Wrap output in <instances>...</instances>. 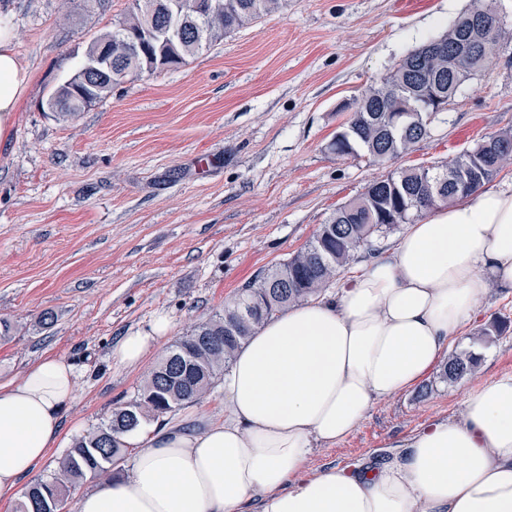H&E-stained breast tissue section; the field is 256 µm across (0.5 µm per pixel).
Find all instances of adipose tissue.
Here are the masks:
<instances>
[{"label": "adipose tissue", "mask_w": 512, "mask_h": 512, "mask_svg": "<svg viewBox=\"0 0 512 512\" xmlns=\"http://www.w3.org/2000/svg\"><path fill=\"white\" fill-rule=\"evenodd\" d=\"M31 79L0 23V132ZM512 288V191H483L408 225L333 297L266 322L223 377L224 417L165 420L123 437L130 466L84 491L77 512H512V375L467 394L460 418L411 436L365 470L306 474L373 403L410 389L476 320L490 284ZM172 329L167 315L112 346L138 368ZM77 375L46 356L0 382V501L15 502L59 441Z\"/></svg>", "instance_id": "obj_1"}]
</instances>
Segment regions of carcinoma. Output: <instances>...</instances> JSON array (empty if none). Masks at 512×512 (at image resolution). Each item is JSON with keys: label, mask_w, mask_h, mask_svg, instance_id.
I'll return each mask as SVG.
<instances>
[{"label": "carcinoma", "mask_w": 512, "mask_h": 512, "mask_svg": "<svg viewBox=\"0 0 512 512\" xmlns=\"http://www.w3.org/2000/svg\"><path fill=\"white\" fill-rule=\"evenodd\" d=\"M183 20L180 39L170 44L159 37L134 51L132 40L142 27L144 5L132 0L128 14L94 41L86 54L91 61L104 48L112 55L116 74L77 69L49 97L56 115L70 119L101 101L112 85L130 74L153 73L181 64L224 34L240 29L277 9L281 0H221V12L204 16L209 0H174ZM498 19L494 7L477 0L430 43H440L442 56H430L425 46L409 53L380 83L369 87L345 108L348 121L327 149L340 157L367 155L385 163L408 152L431 134L424 112L399 126L390 125L403 97L431 88L447 105L482 70L499 48L502 32L481 39L476 53L452 61L458 42L471 26ZM512 164V132L489 137L477 147L439 169H404L370 183L321 225L314 237L281 263L260 270L225 306L193 325L169 347L132 401L115 407L111 418L77 439L48 479L30 485L18 512H57L66 494L87 476H112V466L124 458L123 434L149 418L158 419L183 405L200 401L215 379L229 368L236 351L271 316L291 305L320 295L331 287L361 248L370 247L401 224H414L431 209L467 198ZM478 362L471 351L448 358L441 378L454 383Z\"/></svg>", "instance_id": "obj_1"}]
</instances>
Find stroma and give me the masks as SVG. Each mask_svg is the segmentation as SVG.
<instances>
[{
  "label": "stroma",
  "instance_id": "1",
  "mask_svg": "<svg viewBox=\"0 0 512 512\" xmlns=\"http://www.w3.org/2000/svg\"><path fill=\"white\" fill-rule=\"evenodd\" d=\"M132 0H0L32 73L0 134V381L41 357L70 362L77 400L36 471L53 474L74 441L135 399L172 339L258 271L290 257L336 208L374 180L445 166L512 128V0L499 54L432 124L430 137L378 164L327 144L348 119L341 103L442 33L472 0H283L185 63L130 75L63 120L47 101ZM51 322H44L45 314ZM159 314L172 330L134 371L113 366L123 334ZM503 324L485 344L477 329ZM479 357L453 384L431 372L377 400L309 470L379 463L393 446L460 417L467 393L512 374V289L491 285L476 326L451 346Z\"/></svg>",
  "mask_w": 512,
  "mask_h": 512
}]
</instances>
